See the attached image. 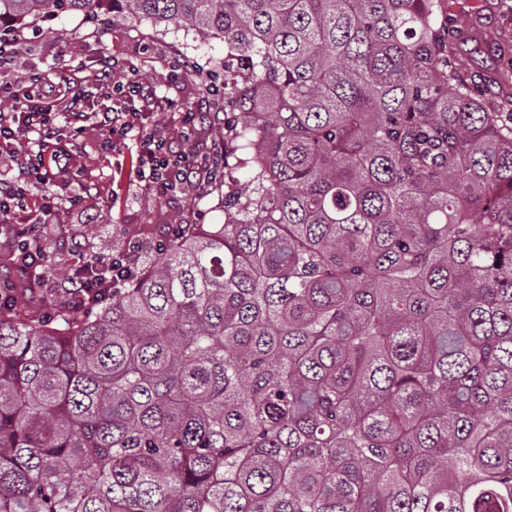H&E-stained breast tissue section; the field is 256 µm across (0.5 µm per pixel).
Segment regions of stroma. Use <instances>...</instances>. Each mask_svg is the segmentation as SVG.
<instances>
[{"label":"stroma","instance_id":"1","mask_svg":"<svg viewBox=\"0 0 512 512\" xmlns=\"http://www.w3.org/2000/svg\"><path fill=\"white\" fill-rule=\"evenodd\" d=\"M448 19L457 28L453 57L474 91L495 106H512V0H448ZM52 34L41 61L74 59L71 94L83 97L91 112H107L112 99L96 78L92 62L99 53L115 55L136 66L145 85L162 90L173 105L149 122L160 136H177L181 112L208 98L204 84L215 59L223 57L221 41H205L175 26L129 21L107 11L97 15L71 12L42 19ZM212 98V97H209ZM209 113L198 125L194 147L223 153L224 99L212 98ZM107 132L89 120L76 133L73 149L83 169L86 193L62 210L49 231L57 237V257L72 252L108 255L127 242L152 248L165 242L172 224H220L224 221V181L216 179L203 192L173 197L138 185V144L126 139L121 153L106 144ZM96 226L87 235V226Z\"/></svg>","mask_w":512,"mask_h":512}]
</instances>
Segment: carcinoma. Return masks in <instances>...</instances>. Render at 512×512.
I'll use <instances>...</instances> for the list:
<instances>
[{
	"label": "carcinoma",
	"mask_w": 512,
	"mask_h": 512,
	"mask_svg": "<svg viewBox=\"0 0 512 512\" xmlns=\"http://www.w3.org/2000/svg\"><path fill=\"white\" fill-rule=\"evenodd\" d=\"M444 0H0L224 42L244 142L78 326L0 312V512H512V111Z\"/></svg>",
	"instance_id": "1"
}]
</instances>
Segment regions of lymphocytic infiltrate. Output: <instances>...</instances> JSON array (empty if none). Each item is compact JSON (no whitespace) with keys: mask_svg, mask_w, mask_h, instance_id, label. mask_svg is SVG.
I'll return each instance as SVG.
<instances>
[{"mask_svg":"<svg viewBox=\"0 0 512 512\" xmlns=\"http://www.w3.org/2000/svg\"><path fill=\"white\" fill-rule=\"evenodd\" d=\"M40 43L39 33L24 27L0 37V102L13 104L11 111L0 113V156L10 157L18 167L17 175L0 174V222L14 238L18 258L13 269L28 279L44 278L54 262V248L44 231L48 219L81 197L83 183L67 131L91 118L83 111L80 96H72L68 106H60L52 82L44 76L14 83L22 52H34ZM97 75L106 81V92L112 97V112L102 115L100 122L112 129L113 149H120L130 135L139 141V177L144 185L161 182L173 193L183 194L220 176L223 159L210 155L201 158L189 149L200 110L181 114L184 147L175 149L155 133L144 113L135 107L143 89L139 69L120 66L117 58L102 56ZM142 260V246L132 243L106 257L77 253L69 269L67 292L77 304H84L87 284L80 277L83 266L109 270L113 287L119 288L140 268Z\"/></svg>","mask_w":512,"mask_h":512,"instance_id":"obj_1","label":"lymphocytic infiltrate"}]
</instances>
